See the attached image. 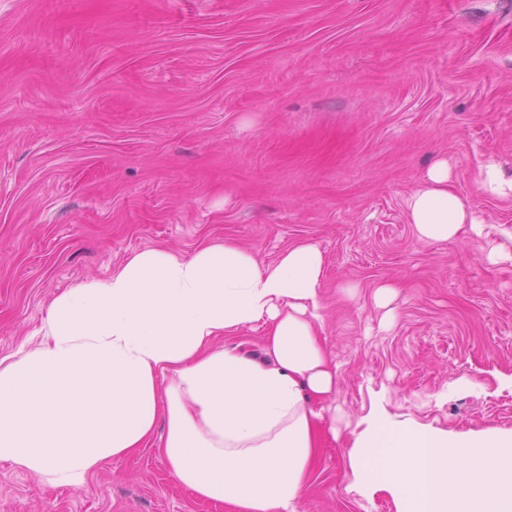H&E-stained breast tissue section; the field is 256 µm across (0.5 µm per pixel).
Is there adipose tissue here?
<instances>
[{
	"label": "adipose tissue",
	"instance_id": "adipose-tissue-1",
	"mask_svg": "<svg viewBox=\"0 0 512 512\" xmlns=\"http://www.w3.org/2000/svg\"><path fill=\"white\" fill-rule=\"evenodd\" d=\"M418 240L482 222L433 166L406 200ZM324 256L272 262L227 241L186 254L134 252L51 303L35 347L0 359V460L71 485L108 459L158 445L171 477L235 512H299L324 434L336 430L339 367L320 337ZM261 324L259 353L224 337Z\"/></svg>",
	"mask_w": 512,
	"mask_h": 512
}]
</instances>
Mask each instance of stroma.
<instances>
[{"mask_svg":"<svg viewBox=\"0 0 512 512\" xmlns=\"http://www.w3.org/2000/svg\"><path fill=\"white\" fill-rule=\"evenodd\" d=\"M440 161L512 227L479 186L512 178V0H0V358L133 252L316 244L339 419L300 512H396L347 466L370 417L512 433V264L407 220ZM0 512L230 510L144 448L80 488L0 460Z\"/></svg>","mask_w":512,"mask_h":512,"instance_id":"obj_1","label":"stroma"}]
</instances>
